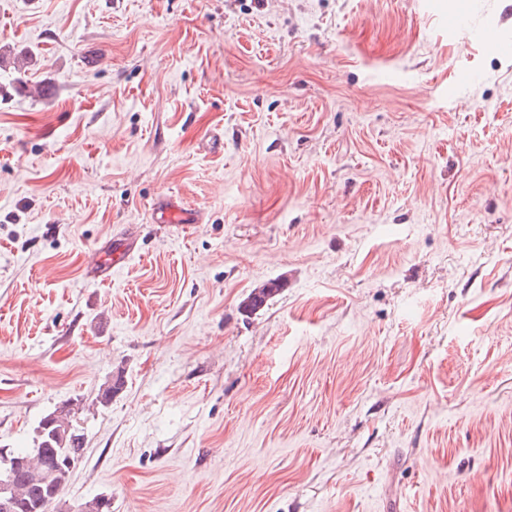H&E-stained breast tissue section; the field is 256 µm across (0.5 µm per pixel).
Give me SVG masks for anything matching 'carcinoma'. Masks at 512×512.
Listing matches in <instances>:
<instances>
[{"mask_svg":"<svg viewBox=\"0 0 512 512\" xmlns=\"http://www.w3.org/2000/svg\"><path fill=\"white\" fill-rule=\"evenodd\" d=\"M282 288L279 280L264 284L260 291L250 294L245 308L251 312L263 307L278 294ZM124 388L122 373L102 388L98 394L99 402L108 404L112 397ZM8 455L15 460L13 483L16 484L18 496L12 499L7 512H48L51 504L56 502L64 491L72 469L64 460L70 458L79 463L84 457V438L80 433H62L50 436V431L36 430L33 447L19 452L8 450Z\"/></svg>","mask_w":512,"mask_h":512,"instance_id":"obj_1","label":"carcinoma"}]
</instances>
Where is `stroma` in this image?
I'll return each mask as SVG.
<instances>
[{
	"label": "stroma",
	"mask_w": 512,
	"mask_h": 512,
	"mask_svg": "<svg viewBox=\"0 0 512 512\" xmlns=\"http://www.w3.org/2000/svg\"><path fill=\"white\" fill-rule=\"evenodd\" d=\"M4 44L0 448L73 402L50 512H512V0H0ZM151 222L154 224H197L198 215L188 213L174 197L164 195L154 201L151 208ZM137 234L133 232L124 233L112 240V247L101 255L92 251L88 264L97 271V277L104 280L112 276V270L121 269L137 248ZM283 288L281 281L272 280L264 284V288L257 292V288L250 294L245 308L251 312L263 307L269 300L278 294Z\"/></svg>",
	"instance_id": "obj_1"
}]
</instances>
